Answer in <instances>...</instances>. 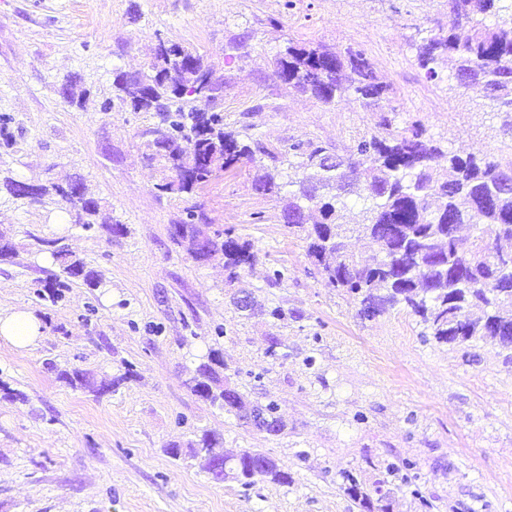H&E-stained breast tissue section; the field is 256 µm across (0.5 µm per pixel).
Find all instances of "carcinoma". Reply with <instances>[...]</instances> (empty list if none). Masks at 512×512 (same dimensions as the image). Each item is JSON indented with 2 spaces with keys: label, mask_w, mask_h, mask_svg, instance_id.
<instances>
[{
  "label": "carcinoma",
  "mask_w": 512,
  "mask_h": 512,
  "mask_svg": "<svg viewBox=\"0 0 512 512\" xmlns=\"http://www.w3.org/2000/svg\"><path fill=\"white\" fill-rule=\"evenodd\" d=\"M446 6L454 25L436 26L415 43L419 67L431 78L445 67L458 87H482L490 112L505 115L504 126L512 129V0H446ZM489 16L497 21L485 24ZM274 68L280 81L322 104L349 94L380 113L379 131L351 137L342 166L330 172L323 164V157L335 152L329 144L311 138L275 146L247 125L231 129L224 113L194 105L216 100L218 87L201 55L179 44L154 55L146 86L136 74H116L103 109H112L115 98L134 112L158 118L146 146L149 159L162 169L154 185L161 195H189L239 164L260 163L254 189L283 201L289 231L303 235L324 284L348 294L357 316L404 307L420 318L427 340L464 348L484 342L512 350V260L502 257L505 251L512 255V249L502 247L512 242V187L501 184L502 171L512 168V143L478 158L443 150L420 123L394 125L386 111L393 88L380 81L374 61L360 48L290 45ZM55 197L71 223L86 230L98 225L111 238L127 234L126 225L110 222L83 178L64 186L42 185L32 202ZM463 224L474 226L475 236L460 238ZM206 226L204 213L188 207L171 237L198 263L223 261L228 284L239 281L241 271L257 261L252 245L231 228L215 229L200 255L195 239ZM354 234L371 239L377 253L366 260L349 252L346 239ZM31 240L35 251L49 252L67 276L92 288L103 285L102 275L64 239L33 235ZM223 369V356L211 351L190 389L236 414L247 401L238 391L224 395ZM60 377L72 387L107 391L80 369L64 370ZM222 445L221 437L208 430L186 443L216 480L290 483L288 473L260 450L242 453L234 470L221 474V459L213 452ZM344 479L347 495L368 512H389L383 498L373 501L361 491L353 473Z\"/></svg>",
  "instance_id": "1"
}]
</instances>
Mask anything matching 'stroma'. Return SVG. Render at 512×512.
Wrapping results in <instances>:
<instances>
[{
	"label": "stroma",
	"mask_w": 512,
	"mask_h": 512,
	"mask_svg": "<svg viewBox=\"0 0 512 512\" xmlns=\"http://www.w3.org/2000/svg\"><path fill=\"white\" fill-rule=\"evenodd\" d=\"M448 23L443 0H0V113L13 118L0 169L32 184L81 175L127 227L111 239L61 223L57 205L0 198V232L16 246L0 259V313L26 311L43 327L26 349L0 338V512H362L347 471L390 512H512V353L423 341L404 308L359 318L289 234L280 201L253 189L254 165L190 198L157 194L143 147L154 118L101 107L115 73L147 71L162 39L203 55L229 126L341 149L376 132V112L349 97L321 104L282 83L272 61L291 45L351 44L392 85L398 126L419 119L449 149L496 151L512 133L485 119L483 92L417 65L416 30ZM71 75L90 91L83 106L63 98ZM190 206L254 243L240 285L254 311L235 305L240 287L221 263L173 243ZM33 233L64 237L106 288L72 279L58 301L37 297L61 269L30 250ZM281 266L287 282L268 285ZM277 306L289 318H272ZM213 350L249 400L278 405L281 434L191 391ZM129 367L133 380L102 395L58 377L78 368L111 382ZM205 429L227 454L265 452L291 483L217 481L188 453L171 455ZM404 459L416 464L409 481L385 470Z\"/></svg>",
	"instance_id": "stroma-1"
}]
</instances>
